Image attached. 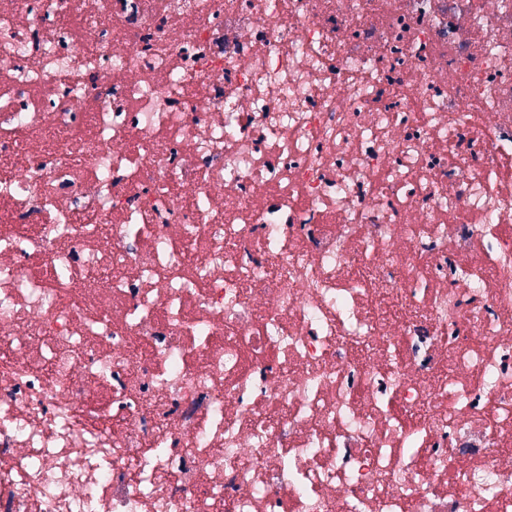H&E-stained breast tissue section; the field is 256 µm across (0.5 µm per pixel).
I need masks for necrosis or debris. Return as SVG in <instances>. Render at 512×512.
I'll return each mask as SVG.
<instances>
[{"mask_svg":"<svg viewBox=\"0 0 512 512\" xmlns=\"http://www.w3.org/2000/svg\"><path fill=\"white\" fill-rule=\"evenodd\" d=\"M512 0H0V512H512Z\"/></svg>","mask_w":512,"mask_h":512,"instance_id":"4bbe7bcc","label":"necrosis or debris"}]
</instances>
